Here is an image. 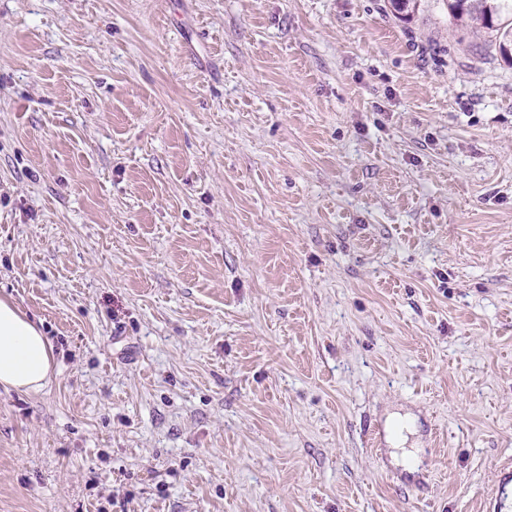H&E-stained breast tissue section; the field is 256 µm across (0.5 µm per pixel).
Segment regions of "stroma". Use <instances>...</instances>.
Listing matches in <instances>:
<instances>
[{
    "label": "stroma",
    "mask_w": 512,
    "mask_h": 512,
    "mask_svg": "<svg viewBox=\"0 0 512 512\" xmlns=\"http://www.w3.org/2000/svg\"><path fill=\"white\" fill-rule=\"evenodd\" d=\"M421 2L0 0V512H482L512 67ZM52 371V346L42 329L0 298V385L37 393Z\"/></svg>",
    "instance_id": "stroma-1"
}]
</instances>
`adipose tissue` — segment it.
Here are the masks:
<instances>
[{"instance_id":"adipose-tissue-1","label":"adipose tissue","mask_w":512,"mask_h":512,"mask_svg":"<svg viewBox=\"0 0 512 512\" xmlns=\"http://www.w3.org/2000/svg\"><path fill=\"white\" fill-rule=\"evenodd\" d=\"M52 371V346L42 329L0 298V385L36 393Z\"/></svg>"}]
</instances>
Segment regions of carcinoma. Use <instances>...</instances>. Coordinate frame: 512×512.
Here are the masks:
<instances>
[{"instance_id": "carcinoma-1", "label": "carcinoma", "mask_w": 512, "mask_h": 512, "mask_svg": "<svg viewBox=\"0 0 512 512\" xmlns=\"http://www.w3.org/2000/svg\"><path fill=\"white\" fill-rule=\"evenodd\" d=\"M453 27L486 37L484 49L512 64V0H446ZM392 10L409 20L418 0H388Z\"/></svg>"}]
</instances>
